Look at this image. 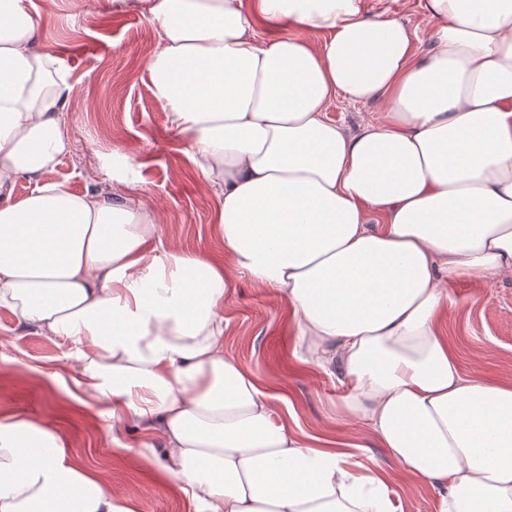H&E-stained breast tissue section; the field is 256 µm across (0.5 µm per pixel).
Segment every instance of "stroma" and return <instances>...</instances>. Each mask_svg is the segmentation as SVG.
I'll return each mask as SVG.
<instances>
[{"mask_svg": "<svg viewBox=\"0 0 512 512\" xmlns=\"http://www.w3.org/2000/svg\"><path fill=\"white\" fill-rule=\"evenodd\" d=\"M37 2L39 48L72 87L63 108L71 147L51 179L76 193L145 207L166 246L223 262L213 188L194 170L150 82L157 26L137 9L116 11L106 0ZM450 298L446 335L464 373L512 383V278L462 280ZM223 314L225 354L274 389L304 430H358L336 407L343 392L336 379L295 357L294 324L279 294L238 276ZM68 352L0 308V412L52 423L71 458L114 496L133 497L136 512H193L173 479L147 472L130 454L142 440L135 427L123 432L122 444L113 443L103 407L83 404L71 384L56 380L70 365Z\"/></svg>", "mask_w": 512, "mask_h": 512, "instance_id": "obj_1", "label": "stroma"}]
</instances>
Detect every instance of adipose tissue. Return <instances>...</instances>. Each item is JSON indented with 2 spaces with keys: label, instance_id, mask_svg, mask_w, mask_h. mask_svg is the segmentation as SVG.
I'll use <instances>...</instances> for the list:
<instances>
[{
  "label": "adipose tissue",
  "instance_id": "obj_1",
  "mask_svg": "<svg viewBox=\"0 0 512 512\" xmlns=\"http://www.w3.org/2000/svg\"><path fill=\"white\" fill-rule=\"evenodd\" d=\"M110 4L160 27L150 80L215 189L228 263L50 179L71 86L37 48L38 10L0 0V307L68 342L74 387L149 435L139 462L194 512H399L387 476L354 460L367 439L439 512H512V385L464 374L443 330L453 282L512 277V0H425L422 58L417 30L371 0ZM340 99L383 116L351 132L328 116ZM22 178L36 186L17 200ZM240 274L287 301L359 437L292 429L225 355ZM0 512L135 505L50 424L1 412Z\"/></svg>",
  "mask_w": 512,
  "mask_h": 512
}]
</instances>
